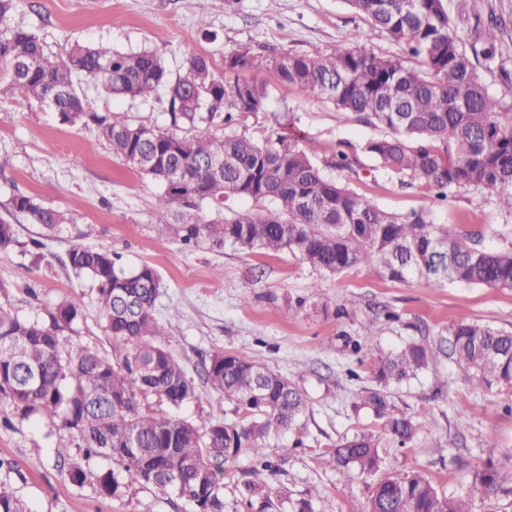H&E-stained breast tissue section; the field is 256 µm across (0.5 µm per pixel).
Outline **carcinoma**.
Wrapping results in <instances>:
<instances>
[{
    "instance_id": "1",
    "label": "carcinoma",
    "mask_w": 512,
    "mask_h": 512,
    "mask_svg": "<svg viewBox=\"0 0 512 512\" xmlns=\"http://www.w3.org/2000/svg\"><path fill=\"white\" fill-rule=\"evenodd\" d=\"M370 27L367 43L382 34L407 47L404 57H378L366 47L330 53L282 52L269 59L232 54L224 70L264 69L271 81L295 85L330 103L349 121L380 134L362 147L386 171L408 177L446 202L461 190L488 193L512 215V102L490 93L487 77L512 90V59L501 42L504 20L474 16L465 31L451 24L445 0H347ZM18 0H0V94L29 100L55 98L62 122L93 125L113 157L161 185L155 206L159 234L172 231L186 243L200 238L216 247L231 243L260 253L289 252L327 276L366 265L390 280L480 285L512 289V246L487 249L480 234L438 224L429 210L399 214L379 207L346 182L328 176L312 142L284 138L260 144L230 130L236 117L266 107L268 84L217 75L202 56L186 61V73L170 77L157 53L121 52L75 45L48 56L35 34L6 21ZM101 93L130 101L165 92L171 128L133 124L96 110L76 89L79 75ZM229 131H200L215 120ZM237 199L254 208L236 210ZM207 203L220 220H207ZM12 209L31 224L53 230L66 221L60 211L18 194ZM16 243L14 225L0 221V252ZM66 265L91 279L112 344V354L74 343L64 331L82 314L65 298L50 322L24 317L0 304V406L21 418L61 413L80 441L82 456L57 450L60 471L71 480L95 482L106 495L121 492L119 474L88 469L107 457L139 484L176 492L193 512H224V461L242 452L272 470L265 445L291 430L308 408L294 383L273 368L234 353H216L201 378L243 413V422L220 417L194 421L146 411L159 401L178 408L196 396L189 377L168 348L167 324L154 314L161 278L150 264L128 270L112 251L73 247ZM450 356L490 389L512 386V333L465 315L448 325ZM375 386L363 391L383 435L405 446L422 422L395 410L390 389L428 369L439 349L408 342L386 351L366 345ZM473 471V494L456 497L419 471L373 483L363 512H475L474 498L512 494V467L495 463L496 449ZM383 462L379 440L362 433L345 439L325 459L332 468L371 479ZM247 502L262 499L257 479L235 486ZM0 512H29L25 502L0 487Z\"/></svg>"
}]
</instances>
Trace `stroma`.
Returning a JSON list of instances; mask_svg holds the SVG:
<instances>
[{
    "mask_svg": "<svg viewBox=\"0 0 512 512\" xmlns=\"http://www.w3.org/2000/svg\"><path fill=\"white\" fill-rule=\"evenodd\" d=\"M197 0H19L8 23L34 33L48 54L74 44L115 51H156L172 76L185 72L193 54L223 73L228 55L271 56L288 51L313 55L355 46L367 29L347 0H211L214 38L197 29ZM98 110L135 124L170 125L166 99L125 101L102 98ZM234 131L263 143L277 136L315 140L319 156L345 149L359 172L340 173L356 191L401 214L426 208L437 223L478 233L487 248L512 244V217L491 198L459 191L445 203L421 184H401L363 153L373 128L346 121L333 106L299 87L269 83L265 111L242 114ZM159 185L113 158L91 127L61 123L57 112L20 96H0V220L14 225L17 243L0 253V303L22 316L46 317L61 298L78 299L81 318L70 333L81 345L111 352L104 320L89 280H77L65 266L77 245L117 253L125 268L147 262L163 280L155 315L180 317L170 327L169 348L197 377L218 352H235L269 365L304 391L308 410L296 429L270 442L267 454L278 464L265 474L282 499L311 498L313 512H362L368 480L325 467L327 452L344 439L377 430L374 417L353 410L360 390L373 387L370 364L352 342L377 339L389 350L415 341L440 347L437 361L408 383L393 387L397 411L424 418L409 447L383 440V471L418 470L441 489L467 492L471 473L497 448V459L512 466V388L480 387L442 349L448 326L459 314L512 333V290L477 285L395 282L356 266L324 276L288 253H249L227 244H182L176 235L158 236L155 198ZM29 194L63 212L60 230L45 233L11 208L15 195ZM94 225L83 237L85 225ZM44 257L32 261L33 241ZM393 319H385V312ZM181 417L199 422L210 415L238 421L232 403L206 384L184 404ZM58 416L22 419L0 410V484L21 497L31 512H191L175 492L160 494L125 478L123 491L103 494L90 481L61 474L55 449L68 437Z\"/></svg>",
    "mask_w": 512,
    "mask_h": 512,
    "instance_id": "stroma-1",
    "label": "stroma"
}]
</instances>
